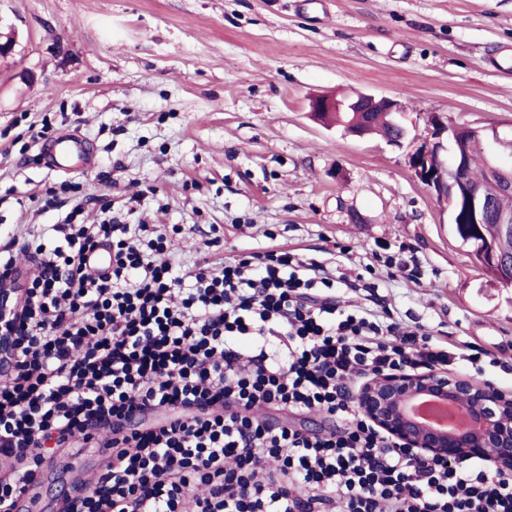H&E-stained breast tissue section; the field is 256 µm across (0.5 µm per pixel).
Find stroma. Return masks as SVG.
<instances>
[{"instance_id": "1", "label": "stroma", "mask_w": 512, "mask_h": 512, "mask_svg": "<svg viewBox=\"0 0 512 512\" xmlns=\"http://www.w3.org/2000/svg\"><path fill=\"white\" fill-rule=\"evenodd\" d=\"M0 244L49 242L64 183L171 231L184 267L286 251L361 277L357 299L489 350L512 392V285L489 277L414 175L429 119L498 129L512 151V0H0ZM404 103L402 145L350 137L312 96ZM78 134L88 171L51 166L33 130ZM106 461L58 449L19 512H61Z\"/></svg>"}]
</instances>
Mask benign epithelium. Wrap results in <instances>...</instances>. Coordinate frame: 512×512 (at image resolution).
Masks as SVG:
<instances>
[{
	"label": "benign epithelium",
	"mask_w": 512,
	"mask_h": 512,
	"mask_svg": "<svg viewBox=\"0 0 512 512\" xmlns=\"http://www.w3.org/2000/svg\"><path fill=\"white\" fill-rule=\"evenodd\" d=\"M310 111L327 121L337 112H355L367 119L371 112L397 113L402 107L389 97L356 93L340 99L316 97L311 100ZM446 131L448 126L442 122H432V135L437 142L418 147L411 154V165L437 199L448 203V178L461 184L467 182L470 154L453 149L448 160L435 161L443 149L439 138ZM498 139L497 131L490 139L482 135L475 138V146L491 154L492 163L488 164L487 182L467 187L463 223L483 224L492 219L512 231V211L497 207L500 196H512V154L496 151ZM486 260L499 280L512 283V258L491 249ZM427 397L463 406L470 415L471 426L453 433L417 416L416 405ZM355 403L384 434L422 458L481 459L500 472H512V395L491 382H477L446 371L397 372L370 380L356 393Z\"/></svg>",
	"instance_id": "1"
}]
</instances>
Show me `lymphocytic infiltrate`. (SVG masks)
<instances>
[{"label": "lymphocytic infiltrate", "mask_w": 512, "mask_h": 512, "mask_svg": "<svg viewBox=\"0 0 512 512\" xmlns=\"http://www.w3.org/2000/svg\"><path fill=\"white\" fill-rule=\"evenodd\" d=\"M70 185L53 246L22 241L39 272L0 334L13 360L0 382V512H17L47 456L106 446L93 486L63 512H512V474L474 460H424L358 410L354 382L393 372L483 373L481 353L453 354L423 325L350 308L352 277L269 251L177 272L165 235L128 223L143 197L98 224ZM112 250V270L85 254ZM249 337L241 347L240 337ZM319 411L311 433L254 415ZM86 268L97 274H106L112 268V251L107 244L99 245L86 257Z\"/></svg>", "instance_id": "lymphocytic-infiltrate-1"}]
</instances>
